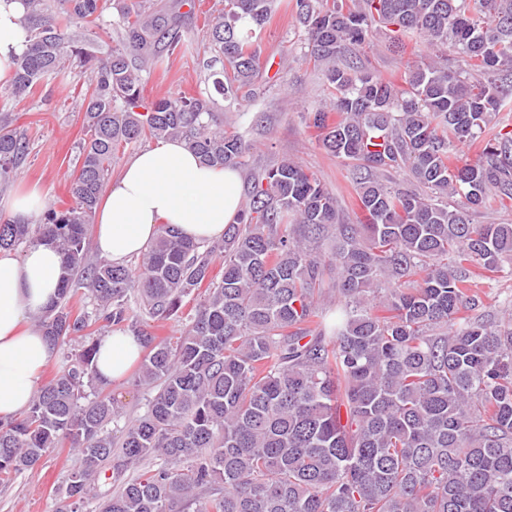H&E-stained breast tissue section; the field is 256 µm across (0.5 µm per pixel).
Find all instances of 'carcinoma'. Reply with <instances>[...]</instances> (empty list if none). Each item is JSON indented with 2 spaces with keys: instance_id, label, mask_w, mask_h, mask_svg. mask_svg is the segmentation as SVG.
<instances>
[{
  "instance_id": "cac0c4a2",
  "label": "carcinoma",
  "mask_w": 512,
  "mask_h": 512,
  "mask_svg": "<svg viewBox=\"0 0 512 512\" xmlns=\"http://www.w3.org/2000/svg\"><path fill=\"white\" fill-rule=\"evenodd\" d=\"M22 2L27 44L7 97L75 63L93 79L78 93L71 203L49 204L42 224L1 223L0 250L56 245L44 335L57 346L121 327L142 344L148 399L114 442L117 400L89 342L23 416L0 420V479L66 441L81 467L62 488L65 512H512V321L484 314L473 289L512 259V224L471 219L512 207V124L500 116L512 112V0H291L331 93L309 124L354 162L366 223H342L326 185L283 160L253 180L224 239L160 224L136 267L88 249L113 162L142 139H179L208 166L248 169L253 145L224 127L213 94L239 102L267 66L256 31L273 0H224L210 24L223 62L213 91L155 98L143 73L189 50L181 8L193 0H115L111 48L85 33L109 0ZM382 30L430 52L402 86L352 59ZM451 54L468 69L450 67ZM16 122L0 110L1 181L28 154ZM458 194L467 206L448 202ZM170 320L185 331L156 335ZM115 447L117 490L92 506Z\"/></svg>"
}]
</instances>
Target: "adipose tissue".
<instances>
[{"mask_svg":"<svg viewBox=\"0 0 512 512\" xmlns=\"http://www.w3.org/2000/svg\"><path fill=\"white\" fill-rule=\"evenodd\" d=\"M22 0H0V80L26 47L20 24ZM243 183L237 170L202 164L183 142L167 140L141 149L110 185L95 220L96 250L113 263L141 255L157 225L172 224L196 241L221 239L235 223ZM62 257L49 244L22 255L0 252V416L18 417L29 407L56 349L33 320L55 300ZM127 334L103 336L97 354L102 380L122 378L140 356Z\"/></svg>","mask_w":512,"mask_h":512,"instance_id":"adipose-tissue-1","label":"adipose tissue"}]
</instances>
